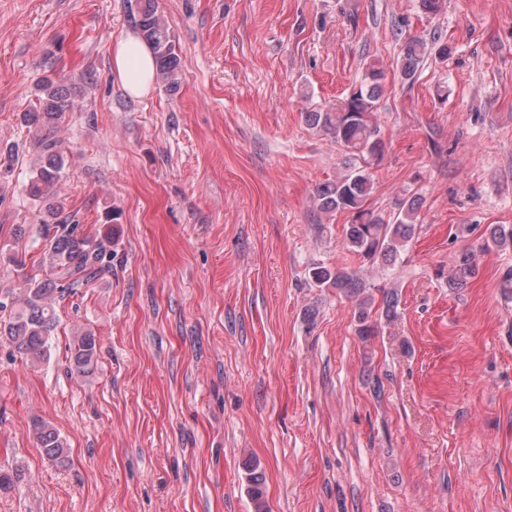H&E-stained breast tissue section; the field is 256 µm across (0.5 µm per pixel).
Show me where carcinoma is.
Here are the masks:
<instances>
[{
    "label": "carcinoma",
    "instance_id": "1",
    "mask_svg": "<svg viewBox=\"0 0 512 512\" xmlns=\"http://www.w3.org/2000/svg\"><path fill=\"white\" fill-rule=\"evenodd\" d=\"M133 20L153 52L157 78L166 89H177L183 77L179 47L158 14L154 0H141ZM426 55L427 46L423 40H404L397 61L401 79L413 80ZM385 79L383 68L369 65L359 86L346 99L334 109L306 113V122L326 131L337 145L362 160L361 164L348 167L336 180L317 190L319 210L349 213L351 220L344 228L346 247L372 265L391 266L413 237L421 203L416 196L402 199L397 203V213L388 218L364 208L374 186L369 160L380 157L384 150L373 114ZM72 109V88L65 76L57 75L40 80L36 85V105L22 113V125L39 148V161L26 185V192L42 204L48 219L54 217V196L65 167V151L58 133ZM77 228L76 224H45L42 265L47 270L46 276L26 280L18 293L11 289L0 291V339L37 361L47 356L57 328V295L91 280L106 268L111 258L106 246L110 235L91 236L77 232ZM510 244L512 229L498 226L491 230L484 247ZM475 257L472 250L459 253L448 278L449 287L461 288L475 276ZM312 278L319 287L334 288L353 299L358 334L364 337L375 334L376 327L370 323V318L376 303L362 277L341 269L332 271L317 266L312 270ZM378 304L385 319L394 320L400 304L398 291L383 290ZM70 362L79 374L94 371L97 364L94 336L85 333L74 338L70 346ZM29 433L49 461L61 468L69 464L70 449L51 425L35 418L31 420ZM248 483L254 512H267L264 471L257 466L251 467Z\"/></svg>",
    "mask_w": 512,
    "mask_h": 512
}]
</instances>
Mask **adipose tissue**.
<instances>
[{
    "instance_id": "ef3b65f1",
    "label": "adipose tissue",
    "mask_w": 512,
    "mask_h": 512,
    "mask_svg": "<svg viewBox=\"0 0 512 512\" xmlns=\"http://www.w3.org/2000/svg\"><path fill=\"white\" fill-rule=\"evenodd\" d=\"M112 66L130 96L143 97L150 92L155 76L154 58L138 34L129 32L116 41Z\"/></svg>"
}]
</instances>
